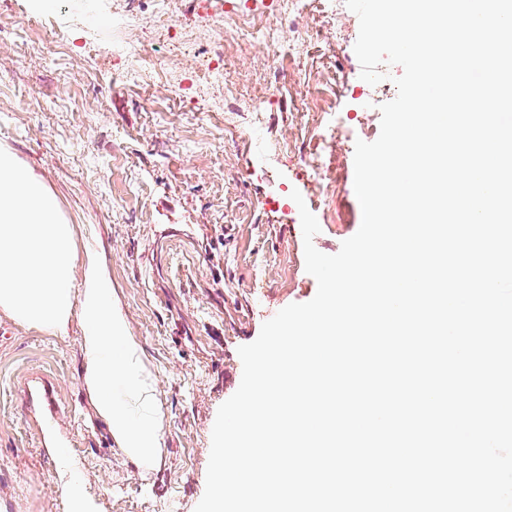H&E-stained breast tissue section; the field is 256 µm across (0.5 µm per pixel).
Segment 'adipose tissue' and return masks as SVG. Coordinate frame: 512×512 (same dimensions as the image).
Instances as JSON below:
<instances>
[{
  "instance_id": "ef3b65f1",
  "label": "adipose tissue",
  "mask_w": 512,
  "mask_h": 512,
  "mask_svg": "<svg viewBox=\"0 0 512 512\" xmlns=\"http://www.w3.org/2000/svg\"><path fill=\"white\" fill-rule=\"evenodd\" d=\"M82 265V285L73 270ZM0 314L18 324L68 335L79 320L81 380L116 448L140 469L163 465V413L138 341L105 260L78 257L75 230L34 171L0 149Z\"/></svg>"
}]
</instances>
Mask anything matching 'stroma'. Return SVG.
I'll list each match as a JSON object with an SVG mask.
<instances>
[{"instance_id":"35a3bbf8","label":"stroma","mask_w":512,"mask_h":512,"mask_svg":"<svg viewBox=\"0 0 512 512\" xmlns=\"http://www.w3.org/2000/svg\"><path fill=\"white\" fill-rule=\"evenodd\" d=\"M158 0H0V147L31 167L76 229L77 252L106 257L112 286L160 400L166 464L125 462L81 388L80 323L67 336L0 315V512H68L60 493L82 476L91 512H195L206 487L219 406L242 378L240 346L317 282L305 270L299 191L320 225L313 244L336 254L360 227L356 140L380 134L379 104L397 94L361 79L359 20L327 0L302 14L309 53L271 60L262 45L216 30L204 0H172L177 47L144 39L152 80H115ZM224 51L228 80L200 84L195 63ZM267 113L284 144L277 167L256 161L250 114L272 88ZM335 116L329 156L337 182L309 176L302 139L314 116Z\"/></svg>"}]
</instances>
